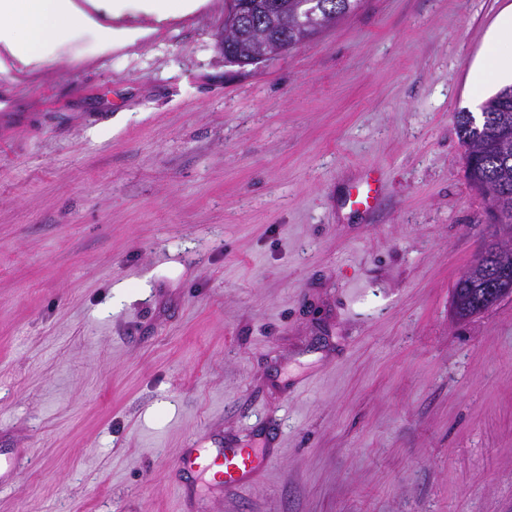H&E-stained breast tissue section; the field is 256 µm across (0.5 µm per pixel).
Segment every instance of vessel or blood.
Wrapping results in <instances>:
<instances>
[{"label":"vessel or blood","instance_id":"b4317fda","mask_svg":"<svg viewBox=\"0 0 512 512\" xmlns=\"http://www.w3.org/2000/svg\"><path fill=\"white\" fill-rule=\"evenodd\" d=\"M381 192V181L374 169L361 171L353 181L347 200L359 213L374 209ZM266 458L258 456L247 448H213L200 447L198 442H191L183 449L180 469L182 472L205 473L214 466L224 468V477L220 482L206 484L205 488L186 483L182 486V496L186 512H193L194 501L200 492L223 494L235 492L253 486L266 471Z\"/></svg>","mask_w":512,"mask_h":512}]
</instances>
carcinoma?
<instances>
[{"mask_svg": "<svg viewBox=\"0 0 512 512\" xmlns=\"http://www.w3.org/2000/svg\"><path fill=\"white\" fill-rule=\"evenodd\" d=\"M306 0H247L243 26L270 31L277 38L298 41L301 29L295 16L304 12ZM323 12L336 21L354 13L361 0H317ZM459 138L466 147V169L470 184L488 196L498 223L512 228V88L489 99L480 117L471 112L457 115ZM512 266V248L491 241L467 271L455 282L460 290L456 316L466 320L491 308L485 288L489 271Z\"/></svg>", "mask_w": 512, "mask_h": 512, "instance_id": "obj_1", "label": "carcinoma"}]
</instances>
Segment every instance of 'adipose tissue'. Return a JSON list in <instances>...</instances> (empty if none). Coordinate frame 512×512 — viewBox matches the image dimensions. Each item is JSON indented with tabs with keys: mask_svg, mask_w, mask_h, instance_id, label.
Instances as JSON below:
<instances>
[{
	"mask_svg": "<svg viewBox=\"0 0 512 512\" xmlns=\"http://www.w3.org/2000/svg\"><path fill=\"white\" fill-rule=\"evenodd\" d=\"M207 0H0V54L21 65L38 68L69 55L76 32L92 34L101 52L135 41L137 27L105 26L98 15L117 19L136 12L163 22L192 12ZM512 85V2L488 28L483 46L472 61L465 95L481 105L489 96Z\"/></svg>",
	"mask_w": 512,
	"mask_h": 512,
	"instance_id": "ef3b65f1",
	"label": "adipose tissue"
}]
</instances>
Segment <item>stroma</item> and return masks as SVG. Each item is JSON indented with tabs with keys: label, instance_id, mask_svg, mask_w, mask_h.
Segmentation results:
<instances>
[{
	"label": "stroma",
	"instance_id": "obj_1",
	"mask_svg": "<svg viewBox=\"0 0 512 512\" xmlns=\"http://www.w3.org/2000/svg\"><path fill=\"white\" fill-rule=\"evenodd\" d=\"M503 3L362 0L243 67L208 0L0 70V512H181L203 436L272 456L203 512H512V297L451 309L498 229L456 115ZM268 43L269 44H268L266 50L260 49L257 53H252L248 58L241 57L238 55L232 56L231 50L233 49V47L230 46V43H225L224 52L226 50L228 58L231 59L232 61L236 62L234 64L245 66L247 64H251V63L257 62L259 60H264V59H267L272 56L286 53L288 50V45H284L283 42H281L280 40L278 41V40L274 39ZM380 192L381 181L376 171L366 168L351 184L347 201L356 212L368 213L376 206Z\"/></svg>",
	"mask_w": 512,
	"mask_h": 512
}]
</instances>
